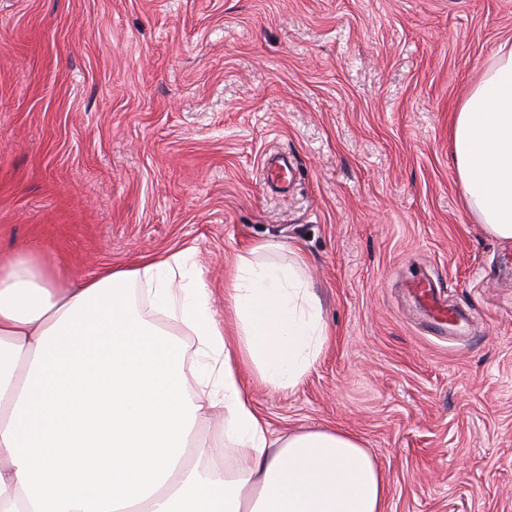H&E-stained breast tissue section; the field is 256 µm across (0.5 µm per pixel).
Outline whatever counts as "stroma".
<instances>
[{
    "label": "stroma",
    "instance_id": "stroma-1",
    "mask_svg": "<svg viewBox=\"0 0 512 512\" xmlns=\"http://www.w3.org/2000/svg\"><path fill=\"white\" fill-rule=\"evenodd\" d=\"M507 41L512 0H0V252L83 278L192 247L220 315L237 254L295 249L329 342L249 386L271 430L357 436L389 512H512V241L450 156ZM417 295L432 306L433 319L439 326L445 324L453 325L460 319V316L452 309L448 308L445 302L434 292V285L430 281H420L415 287Z\"/></svg>",
    "mask_w": 512,
    "mask_h": 512
}]
</instances>
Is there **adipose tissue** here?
I'll list each match as a JSON object with an SVG mask.
<instances>
[{
	"mask_svg": "<svg viewBox=\"0 0 512 512\" xmlns=\"http://www.w3.org/2000/svg\"><path fill=\"white\" fill-rule=\"evenodd\" d=\"M451 138L468 208L512 241V45L484 66ZM191 253L72 284L37 249L0 254V512H386L388 480L356 436H274L243 383L295 390L326 349L303 260L269 243L238 254L228 338ZM216 416L208 468L187 466Z\"/></svg>",
	"mask_w": 512,
	"mask_h": 512,
	"instance_id": "adipose-tissue-1",
	"label": "adipose tissue"
}]
</instances>
